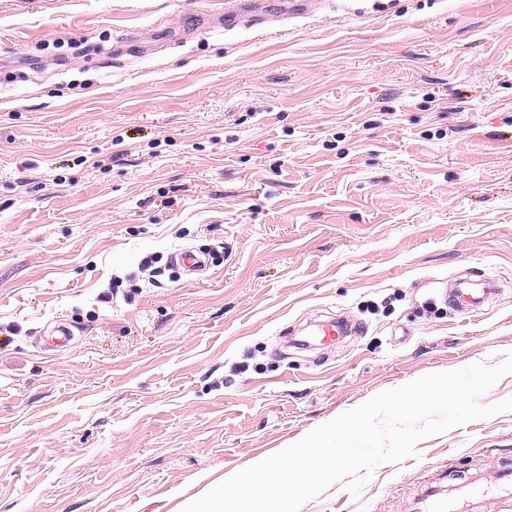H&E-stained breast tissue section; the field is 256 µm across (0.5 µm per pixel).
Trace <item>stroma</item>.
I'll return each mask as SVG.
<instances>
[{
	"label": "stroma",
	"mask_w": 512,
	"mask_h": 512,
	"mask_svg": "<svg viewBox=\"0 0 512 512\" xmlns=\"http://www.w3.org/2000/svg\"><path fill=\"white\" fill-rule=\"evenodd\" d=\"M223 4L0 0V512H182L381 391L512 352V0L195 32ZM473 271L501 291L465 316L439 290ZM339 312L351 335L291 346ZM503 461L512 412L300 512H415L434 475Z\"/></svg>",
	"instance_id": "obj_1"
}]
</instances>
